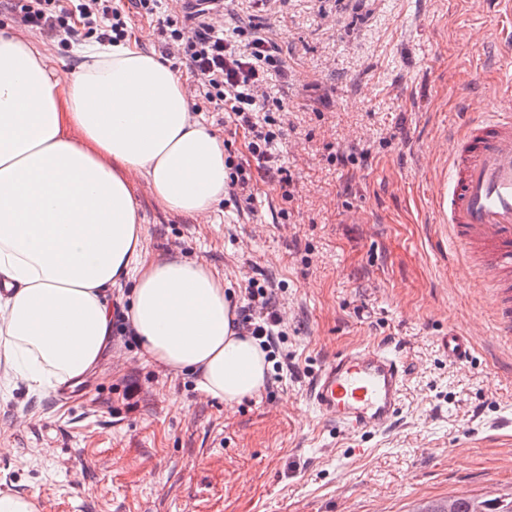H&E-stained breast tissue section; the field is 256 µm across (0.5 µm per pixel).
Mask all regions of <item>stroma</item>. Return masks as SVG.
<instances>
[{
    "label": "stroma",
    "instance_id": "obj_1",
    "mask_svg": "<svg viewBox=\"0 0 512 512\" xmlns=\"http://www.w3.org/2000/svg\"><path fill=\"white\" fill-rule=\"evenodd\" d=\"M288 62L280 163L290 199L253 173L251 202L207 215L132 189L152 255L224 274L235 306L267 280L284 318L281 369L228 405L141 355L112 349L81 384L31 393L0 358V492L39 512H416L431 500H512V345L495 333L477 264L432 198L462 113L497 106L512 31L494 0H244ZM368 151L352 161L349 147ZM474 343L449 363V328ZM383 341L410 365L387 431L339 436L307 400L337 353Z\"/></svg>",
    "mask_w": 512,
    "mask_h": 512
}]
</instances>
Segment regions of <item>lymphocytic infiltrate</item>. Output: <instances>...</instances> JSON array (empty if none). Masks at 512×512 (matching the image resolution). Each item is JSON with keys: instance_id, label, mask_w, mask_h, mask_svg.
<instances>
[{"instance_id": "1", "label": "lymphocytic infiltrate", "mask_w": 512, "mask_h": 512, "mask_svg": "<svg viewBox=\"0 0 512 512\" xmlns=\"http://www.w3.org/2000/svg\"><path fill=\"white\" fill-rule=\"evenodd\" d=\"M19 26L39 30L46 38L76 41L93 38L117 43L127 36L126 23L113 0H5ZM142 15L157 19V35L166 50H176L197 87L214 111L222 112L251 137L249 151L264 175L287 188L291 179L280 164L275 145L283 134L280 117L286 106L268 92L273 75L285 64L274 38L243 23L235 0H205L194 12V23L178 22L182 0H131ZM232 30H225L224 22ZM247 302L237 314L241 333L257 340L275 356L283 320L267 285L249 279Z\"/></svg>"}]
</instances>
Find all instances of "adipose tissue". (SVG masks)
Masks as SVG:
<instances>
[{
  "mask_svg": "<svg viewBox=\"0 0 512 512\" xmlns=\"http://www.w3.org/2000/svg\"><path fill=\"white\" fill-rule=\"evenodd\" d=\"M225 158L185 80L138 38L83 45L68 75L0 28V353L15 377L47 393L93 372L112 343L107 291L127 282L151 361L230 405L264 390L266 353L238 335L223 274L154 258L131 191L136 176L165 210L212 212Z\"/></svg>",
  "mask_w": 512,
  "mask_h": 512,
  "instance_id": "adipose-tissue-1",
  "label": "adipose tissue"
}]
</instances>
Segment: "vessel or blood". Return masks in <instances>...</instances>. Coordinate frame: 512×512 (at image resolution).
I'll return each mask as SVG.
<instances>
[{
  "mask_svg": "<svg viewBox=\"0 0 512 512\" xmlns=\"http://www.w3.org/2000/svg\"><path fill=\"white\" fill-rule=\"evenodd\" d=\"M450 182L436 206L463 253L479 248L486 256L482 275L493 283L490 299L498 335L512 341V96L485 116L466 114L448 158ZM448 360L473 357L470 337L449 329ZM409 374L401 346H373L342 352L326 362L308 393L311 407L338 435L357 437L394 425Z\"/></svg>",
  "mask_w": 512,
  "mask_h": 512,
  "instance_id": "obj_1",
  "label": "vessel or blood"
}]
</instances>
